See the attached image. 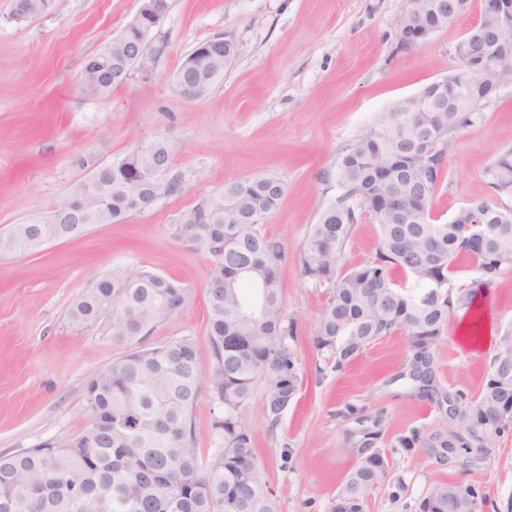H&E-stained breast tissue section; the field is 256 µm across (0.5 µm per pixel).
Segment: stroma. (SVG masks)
Instances as JSON below:
<instances>
[{
  "mask_svg": "<svg viewBox=\"0 0 512 512\" xmlns=\"http://www.w3.org/2000/svg\"><path fill=\"white\" fill-rule=\"evenodd\" d=\"M161 32L168 43L151 81L140 73L97 99L78 79L85 59L118 35L138 0H52L48 12L18 22L0 0V233L52 207L90 169L79 156L109 164L156 139L167 142L180 188L151 209L116 224H92L25 256H0V454L80 435L88 424L89 379L121 354L172 338L192 342L209 360L204 283L209 261L175 235L179 213L226 182L261 174L286 186L264 229L288 250L280 271L285 315L302 379L277 423L265 411V381L243 407L256 461L278 512H336L351 454L364 428L389 461L381 487L360 512H421L438 482L473 487L475 512H512V429L475 466L438 454L453 422L446 407L406 380L413 352L396 333L371 344L343 369L318 354L312 336L326 289L302 274L311 224L337 194L343 148L400 99L418 94L457 66L454 46L476 21L470 12L415 46L396 36L402 0H169ZM231 38L236 58L196 100L173 89L171 74L199 42ZM512 149V84L483 102L453 135L448 178L431 206L440 223L477 201L496 202L486 169ZM117 267L144 268L177 280L187 301L148 333L116 339L108 321L75 332L71 300ZM490 351L464 349L445 331L434 349L437 393L475 396ZM224 413L209 390L191 412L204 461L218 448ZM413 448H403V439Z\"/></svg>",
  "mask_w": 512,
  "mask_h": 512,
  "instance_id": "stroma-1",
  "label": "stroma"
}]
</instances>
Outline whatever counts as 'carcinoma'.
<instances>
[{
    "label": "carcinoma",
    "instance_id": "cac0c4a2",
    "mask_svg": "<svg viewBox=\"0 0 512 512\" xmlns=\"http://www.w3.org/2000/svg\"><path fill=\"white\" fill-rule=\"evenodd\" d=\"M50 0H13V16L25 20L42 14ZM436 25L426 13L397 23L399 42L411 46V29ZM491 27L480 15L458 40L476 50ZM98 52L120 61V77L102 82L85 76L80 90L105 98L131 73L155 69L152 51L134 60L118 42ZM235 52L199 59L183 57L172 81L201 82L213 88ZM420 95L425 112H386L343 148L336 173L339 195L311 225L304 244L303 274L329 291L312 339L318 353L335 359L336 368L359 357L374 341L394 333L408 336L413 351L408 379L433 394L432 350L455 311H469L477 292L512 267V206L472 203L453 219L437 224L430 208L444 185L452 134L486 101L482 87L428 84ZM91 168L86 182L62 197L49 211L0 235V254L37 250L41 228L67 225L70 202L84 196L81 217L87 224H112L141 213L176 193L179 178L170 174L167 143L156 140L121 159ZM498 197L512 196V149L488 168ZM285 191L274 176L237 179L224 192L199 197L178 218L177 237L189 234L194 250L211 260L205 282L211 365L201 363L194 344L169 339L155 347L134 349L97 372L87 385L88 425L78 437L47 441L34 448L0 455V512H278L256 465L253 438L242 409L254 384L267 385L265 408L271 424L296 396L300 379L280 298V268L287 255L283 241L262 229ZM377 226L378 246L368 259L346 265L345 248L360 210ZM464 257L483 279L454 286L452 274ZM253 290L247 300L244 287ZM185 303V288L159 273L118 267L95 279L70 304L69 326L77 333L109 317L112 335L132 338L174 315ZM491 374L480 393L446 397L448 417L459 428L448 431L439 448L467 453L461 464L475 465L484 449L512 428V332L498 337ZM224 407L217 422L221 445L205 463L196 448L190 414L202 387ZM374 433H363L353 449L356 463L345 478L336 512H359L360 501L386 480L389 463L372 448ZM84 448L97 464L81 468L70 449ZM46 486L41 507H29L28 488ZM476 492L452 483L432 485L421 512H472Z\"/></svg>",
    "mask_w": 512,
    "mask_h": 512
}]
</instances>
